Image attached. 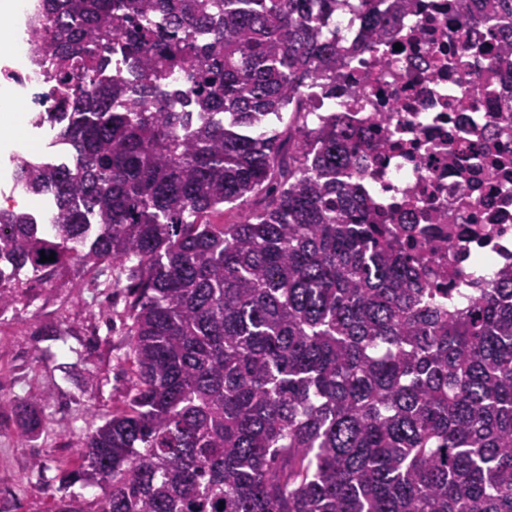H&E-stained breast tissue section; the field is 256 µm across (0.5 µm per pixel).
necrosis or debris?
<instances>
[{
	"label": "necrosis or debris",
	"instance_id": "necrosis-or-debris-1",
	"mask_svg": "<svg viewBox=\"0 0 512 512\" xmlns=\"http://www.w3.org/2000/svg\"><path fill=\"white\" fill-rule=\"evenodd\" d=\"M9 39L0 47V86L33 111L51 108L48 82L27 36L36 0H10ZM458 0H413L392 39L350 56L335 96L319 99L314 119L343 112L371 128L378 149L364 161L366 196L379 213H405L426 232L427 279L472 296L488 287L479 270L512 266V147L494 136L512 94L484 68L497 21H476L474 47L456 33Z\"/></svg>",
	"mask_w": 512,
	"mask_h": 512
}]
</instances>
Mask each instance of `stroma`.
Instances as JSON below:
<instances>
[{
  "label": "stroma",
  "instance_id": "stroma-1",
  "mask_svg": "<svg viewBox=\"0 0 512 512\" xmlns=\"http://www.w3.org/2000/svg\"><path fill=\"white\" fill-rule=\"evenodd\" d=\"M0 311V396L33 404L45 429L22 435L11 412L0 415V512H51L65 493L92 497L91 487L61 483V466L76 460L92 415L129 398L124 360L122 288H96L71 268L41 283L11 289ZM67 321L65 340L53 339Z\"/></svg>",
  "mask_w": 512,
  "mask_h": 512
}]
</instances>
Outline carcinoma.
<instances>
[{
    "mask_svg": "<svg viewBox=\"0 0 512 512\" xmlns=\"http://www.w3.org/2000/svg\"><path fill=\"white\" fill-rule=\"evenodd\" d=\"M370 2L361 51L412 0ZM342 4L39 0L30 38L67 97L38 121L72 160L17 167L53 222L0 209V308L73 263L133 296L129 399L73 471L102 495L55 512H512V269L462 304L431 287L400 245L416 225L363 191L368 129L309 124L305 87L351 52ZM459 7L512 20V0ZM496 38L487 70L512 73V25ZM112 54L132 79L102 78ZM226 205L240 220L212 222Z\"/></svg>",
    "mask_w": 512,
    "mask_h": 512,
    "instance_id": "cac0c4a2",
    "label": "carcinoma"
}]
</instances>
